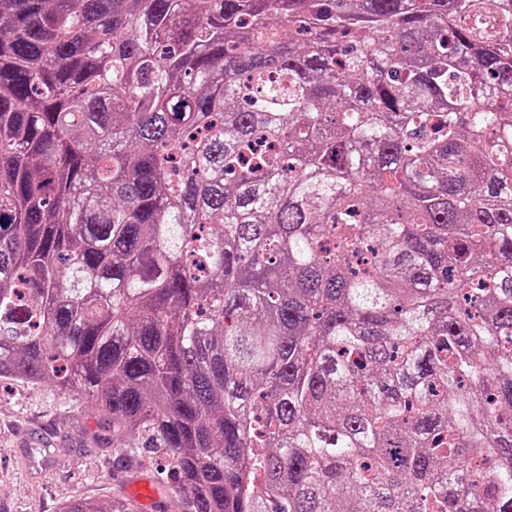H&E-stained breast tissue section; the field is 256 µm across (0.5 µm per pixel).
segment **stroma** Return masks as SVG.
I'll list each match as a JSON object with an SVG mask.
<instances>
[{"label": "stroma", "instance_id": "1", "mask_svg": "<svg viewBox=\"0 0 512 512\" xmlns=\"http://www.w3.org/2000/svg\"><path fill=\"white\" fill-rule=\"evenodd\" d=\"M66 405L50 383L15 381L0 395V512H59L74 498H111L118 484L155 482L146 469L112 479L105 463L111 436L90 412Z\"/></svg>", "mask_w": 512, "mask_h": 512}]
</instances>
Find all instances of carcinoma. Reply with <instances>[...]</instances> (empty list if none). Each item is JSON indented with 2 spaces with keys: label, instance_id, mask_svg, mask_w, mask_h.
Segmentation results:
<instances>
[{
  "label": "carcinoma",
  "instance_id": "1",
  "mask_svg": "<svg viewBox=\"0 0 512 512\" xmlns=\"http://www.w3.org/2000/svg\"><path fill=\"white\" fill-rule=\"evenodd\" d=\"M0 378L179 512H512V0H0Z\"/></svg>",
  "mask_w": 512,
  "mask_h": 512
}]
</instances>
